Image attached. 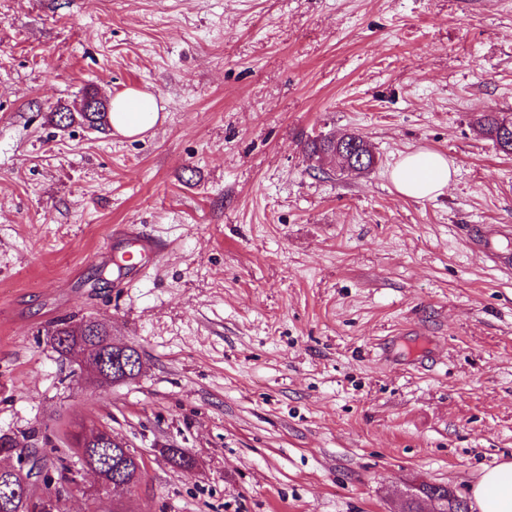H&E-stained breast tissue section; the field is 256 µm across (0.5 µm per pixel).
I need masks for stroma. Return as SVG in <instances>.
I'll return each instance as SVG.
<instances>
[{
    "label": "stroma",
    "mask_w": 512,
    "mask_h": 512,
    "mask_svg": "<svg viewBox=\"0 0 512 512\" xmlns=\"http://www.w3.org/2000/svg\"><path fill=\"white\" fill-rule=\"evenodd\" d=\"M153 94L137 137L51 117ZM512 0H0V435L60 512H397L413 483L463 498L512 455ZM356 133L362 174L311 160ZM445 155L444 193L390 171ZM136 225L164 246L133 283L93 256ZM104 322L143 371L76 375L47 335ZM146 461L131 491L57 479L71 429ZM184 448L185 472L162 456ZM505 116L500 115V112H486L481 120H480V129L482 133L493 141L496 148L499 150V152L509 156V154H512V140L511 135L512 132L509 131V134H507L506 130H503L502 126V120ZM503 131L502 137L504 138L505 142L502 146L499 138L500 133ZM453 173L442 154L418 150L402 157L392 168L390 178L401 195L424 199L442 194ZM477 233L472 235L470 240L479 242L480 246L491 255L494 267L497 270L509 272L512 269V250L501 249L497 242L491 239H478ZM124 442L112 436V430L106 426L81 427L77 431L76 443L72 445L78 456L92 452V448H112Z\"/></svg>",
    "instance_id": "35a3bbf8"
}]
</instances>
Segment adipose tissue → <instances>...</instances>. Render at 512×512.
<instances>
[{
  "label": "adipose tissue",
  "mask_w": 512,
  "mask_h": 512,
  "mask_svg": "<svg viewBox=\"0 0 512 512\" xmlns=\"http://www.w3.org/2000/svg\"><path fill=\"white\" fill-rule=\"evenodd\" d=\"M159 107L151 94L132 90L112 101L110 121L125 136L150 130L158 120ZM453 169L448 159L430 150H418L402 157L390 178L403 196L424 199L442 194ZM475 512H512V459L486 469L471 489Z\"/></svg>",
  "instance_id": "1"
}]
</instances>
